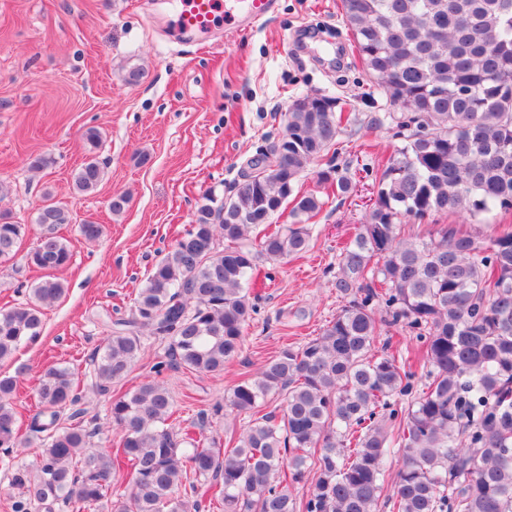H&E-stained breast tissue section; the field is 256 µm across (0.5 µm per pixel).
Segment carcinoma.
I'll return each mask as SVG.
<instances>
[{
  "instance_id": "1",
  "label": "carcinoma",
  "mask_w": 512,
  "mask_h": 512,
  "mask_svg": "<svg viewBox=\"0 0 512 512\" xmlns=\"http://www.w3.org/2000/svg\"><path fill=\"white\" fill-rule=\"evenodd\" d=\"M359 62L403 113L402 145L387 158L365 223L340 249L335 288L344 304L320 335L243 378L225 398L231 448L205 433L201 410L176 426L163 382L148 380L108 401L118 438L102 444L96 420L77 408L84 389L107 393L144 349L168 341L156 375L220 373L246 346L257 311L251 285L264 263L304 251L326 201L298 188L300 175L343 134L339 99L306 95L284 114L283 135L250 160L236 192L197 208L190 229L153 264L133 303L76 378L69 366L42 375L29 425L42 452L28 476L10 459L21 444L12 406L17 382L0 376V460L22 489L14 512H512V224H424L432 214L512 212V0H342ZM90 157L79 193L105 171ZM336 193L339 168L321 173ZM291 207L295 223L270 227ZM418 220L406 234L403 225ZM34 223L47 226L27 254L48 272L25 301L0 310V362L35 341L43 309L65 293L55 272L71 260L58 228L68 209L47 192ZM28 225L0 213V264ZM412 336L404 357L392 336ZM270 395L280 414L261 413ZM70 411L73 424L61 419ZM399 467L383 495L385 463ZM127 491L110 500L117 474ZM312 476L307 497L294 485Z\"/></svg>"
}]
</instances>
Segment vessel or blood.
<instances>
[{"mask_svg":"<svg viewBox=\"0 0 512 512\" xmlns=\"http://www.w3.org/2000/svg\"><path fill=\"white\" fill-rule=\"evenodd\" d=\"M274 8L275 0H235L227 10L222 0H181L173 28L182 37L206 34L221 24L253 28L266 21Z\"/></svg>","mask_w":512,"mask_h":512,"instance_id":"1","label":"vessel or blood"}]
</instances>
